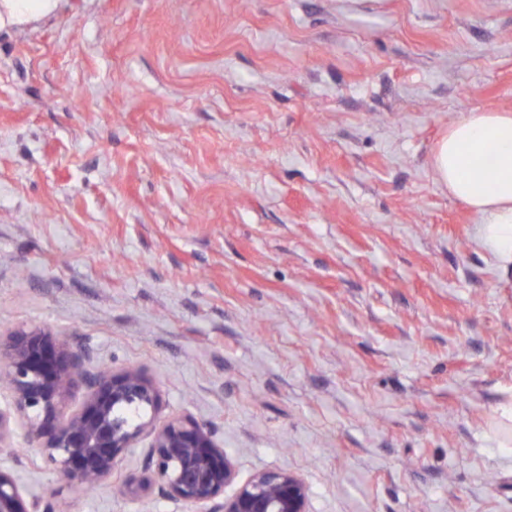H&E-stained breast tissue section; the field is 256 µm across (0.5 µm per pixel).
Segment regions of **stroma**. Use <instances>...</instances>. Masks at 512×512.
I'll list each match as a JSON object with an SVG mask.
<instances>
[{"label": "stroma", "instance_id": "stroma-1", "mask_svg": "<svg viewBox=\"0 0 512 512\" xmlns=\"http://www.w3.org/2000/svg\"><path fill=\"white\" fill-rule=\"evenodd\" d=\"M470 112L512 113V0H62L0 31V330L140 368L309 512H512V271L433 165Z\"/></svg>", "mask_w": 512, "mask_h": 512}]
</instances>
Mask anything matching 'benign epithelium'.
Segmentation results:
<instances>
[{
  "mask_svg": "<svg viewBox=\"0 0 512 512\" xmlns=\"http://www.w3.org/2000/svg\"><path fill=\"white\" fill-rule=\"evenodd\" d=\"M0 391L9 396L0 408V454L15 457L18 431L27 453L70 487L109 486L146 508L141 494L112 477L147 439L151 482L187 512H308L310 489L300 476L265 469L238 481L210 426L189 415L159 418V388L140 369L92 371L81 351L48 329L0 332ZM65 510L55 493L27 499L13 471L0 466V512Z\"/></svg>",
  "mask_w": 512,
  "mask_h": 512,
  "instance_id": "obj_1",
  "label": "benign epithelium"
}]
</instances>
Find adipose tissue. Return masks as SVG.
I'll use <instances>...</instances> for the list:
<instances>
[{
  "label": "adipose tissue",
  "instance_id": "ef3b65f1",
  "mask_svg": "<svg viewBox=\"0 0 512 512\" xmlns=\"http://www.w3.org/2000/svg\"><path fill=\"white\" fill-rule=\"evenodd\" d=\"M60 0H0V29L56 12ZM434 171L449 192L485 219L484 244L512 266V113L471 112L435 149Z\"/></svg>",
  "mask_w": 512,
  "mask_h": 512
}]
</instances>
